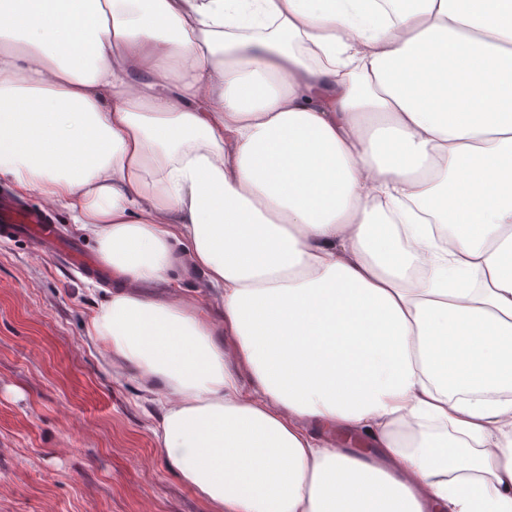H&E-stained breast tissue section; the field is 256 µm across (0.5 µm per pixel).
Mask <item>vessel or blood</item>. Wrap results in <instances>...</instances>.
<instances>
[{
  "instance_id": "obj_1",
  "label": "vessel or blood",
  "mask_w": 512,
  "mask_h": 512,
  "mask_svg": "<svg viewBox=\"0 0 512 512\" xmlns=\"http://www.w3.org/2000/svg\"><path fill=\"white\" fill-rule=\"evenodd\" d=\"M18 232L43 241L46 252L62 253L72 260L79 255L71 244L52 240L48 208H33L0 193V237L7 238Z\"/></svg>"
}]
</instances>
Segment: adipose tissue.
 <instances>
[{
  "instance_id": "adipose-tissue-1",
  "label": "adipose tissue",
  "mask_w": 512,
  "mask_h": 512,
  "mask_svg": "<svg viewBox=\"0 0 512 512\" xmlns=\"http://www.w3.org/2000/svg\"><path fill=\"white\" fill-rule=\"evenodd\" d=\"M508 93L512 0H0V176L211 512H512ZM6 186L20 199L30 206L23 204L6 193H0V237L8 238L17 232L39 239L45 243L44 250L48 253H64L75 265L79 251L71 244L50 240L51 227L49 209L39 207L41 201L33 195H23L17 192L14 182L9 178H0V186ZM53 214L55 216V223L58 231L63 238L76 240L87 255L99 261L96 244L94 241L87 239L84 236V233L77 229L76 224H73L72 222L70 214L66 210L60 208H54ZM177 289L184 296L200 303L213 301L206 278L201 272H191L177 282Z\"/></svg>"
}]
</instances>
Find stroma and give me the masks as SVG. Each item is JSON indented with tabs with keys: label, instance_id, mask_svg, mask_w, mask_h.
I'll return each instance as SVG.
<instances>
[{
	"label": "stroma",
	"instance_id": "obj_1",
	"mask_svg": "<svg viewBox=\"0 0 512 512\" xmlns=\"http://www.w3.org/2000/svg\"><path fill=\"white\" fill-rule=\"evenodd\" d=\"M101 286L0 239V512H209L165 465L136 378L84 334Z\"/></svg>",
	"mask_w": 512,
	"mask_h": 512
}]
</instances>
